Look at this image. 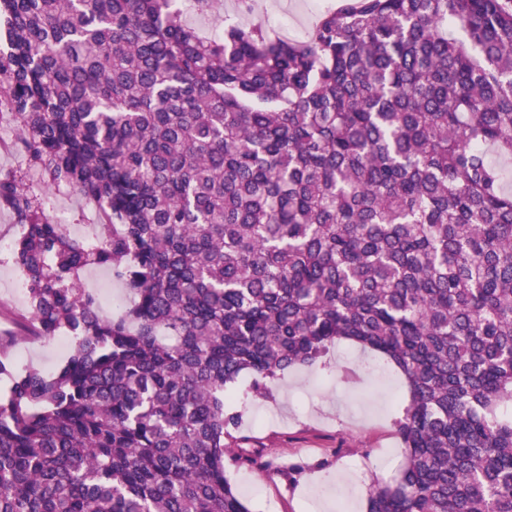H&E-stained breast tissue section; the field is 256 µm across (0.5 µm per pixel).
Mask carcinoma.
<instances>
[{"instance_id":"cac0c4a2","label":"carcinoma","mask_w":512,"mask_h":512,"mask_svg":"<svg viewBox=\"0 0 512 512\" xmlns=\"http://www.w3.org/2000/svg\"><path fill=\"white\" fill-rule=\"evenodd\" d=\"M19 137L0 209L26 330L0 337V512H250L239 375L341 340L403 375V462L366 512H512V0H345L302 40L179 0H0ZM95 204L98 240L46 210ZM132 305L99 314L79 271ZM46 206L50 213L60 212L66 217V223L70 226L71 234L81 239L77 226L84 224H94L88 221L87 216L90 217V205L87 201L75 191L68 189L57 190L49 188L46 190ZM99 268V267H95ZM80 280L84 288H89L96 292V286L99 283H107L112 290V311H107L99 305L100 313L104 317L117 316L123 313L130 305L131 292L126 288L123 281L115 278L112 271L107 268L88 269L80 273ZM117 300V306L113 307V300ZM56 339L19 337L11 352L14 367L17 370L34 367L45 373H53L71 350V342L66 349L61 350Z\"/></svg>"}]
</instances>
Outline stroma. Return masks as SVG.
Segmentation results:
<instances>
[{
	"mask_svg": "<svg viewBox=\"0 0 512 512\" xmlns=\"http://www.w3.org/2000/svg\"><path fill=\"white\" fill-rule=\"evenodd\" d=\"M341 0H258L255 10L273 31L302 39L315 17ZM16 271L0 253V336L16 337L12 361L54 372L67 353L54 339L26 336L27 298L8 288ZM246 374L231 388L240 416L230 443L260 462L228 477L251 512H363L374 479L391 480L402 459L395 422L405 405L403 376L374 351L341 342L313 367L294 368L268 381L270 398L252 389ZM301 471L289 483L284 465Z\"/></svg>",
	"mask_w": 512,
	"mask_h": 512,
	"instance_id": "35a3bbf8",
	"label": "stroma"
}]
</instances>
